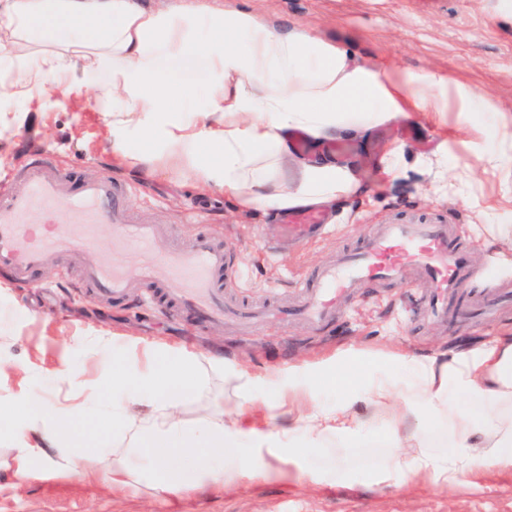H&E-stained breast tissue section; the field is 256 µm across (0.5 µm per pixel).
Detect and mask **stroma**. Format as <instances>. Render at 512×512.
Returning a JSON list of instances; mask_svg holds the SVG:
<instances>
[{
    "label": "stroma",
    "mask_w": 512,
    "mask_h": 512,
    "mask_svg": "<svg viewBox=\"0 0 512 512\" xmlns=\"http://www.w3.org/2000/svg\"><path fill=\"white\" fill-rule=\"evenodd\" d=\"M335 41L358 62L379 69L434 72L472 89L512 114V0H222ZM105 79L81 87H61L52 99H18L7 112L38 114L37 125L17 122L0 141V180L16 173L30 150L54 153L63 168L88 177L102 173L125 186L133 216L170 226L155 250L166 254L186 247L203 231L223 235L242 294L255 300L295 299L296 279L344 248L361 244L369 225L431 222L459 225L477 260H490L488 276L464 290L474 301L485 295L493 277L512 272L500 262L512 255V243L499 227L512 225V163L486 164L499 153L512 160V140L486 137L480 118L449 104L441 117L424 112L371 128L356 139L349 164L366 192L341 198L328 210L336 226L323 240L288 250L276 244L279 213L241 210L223 194L203 193L176 170L152 176L127 172L112 162L108 120L97 106ZM396 145L404 154L393 174L381 158ZM462 185L443 194L441 181ZM98 243L65 250L26 286L0 290V363L24 366L27 379L0 376V398L22 386L61 400L70 392L61 374L64 364L82 368L87 380L105 377L103 360L124 358L130 339L194 353L209 374L207 392L190 398L182 415L188 421L232 406L236 383L210 371V362L246 368L257 380L256 397L288 386L290 365L332 356L353 348L365 374H398L385 351L425 354L479 343L482 338L512 334V303L503 304L496 321L468 317L430 324L417 307V295L404 284H367L345 303L336 325L315 330L296 322H262L247 328L199 323L168 313L147 298L107 302L81 284V267L104 255L128 261L131 251L114 243L110 227L97 230ZM349 474L336 481L317 480L329 467L319 453L298 460L291 479L237 487L206 486L190 495L160 493L145 486L124 492L109 488L108 462L96 477L76 473L64 480L32 474L10 485L0 471V512H512V473L485 471L466 475L451 488L410 476L379 485L374 475L386 450L378 442L346 448Z\"/></svg>",
    "instance_id": "35a3bbf8"
}]
</instances>
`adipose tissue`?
Segmentation results:
<instances>
[{
	"mask_svg": "<svg viewBox=\"0 0 512 512\" xmlns=\"http://www.w3.org/2000/svg\"><path fill=\"white\" fill-rule=\"evenodd\" d=\"M0 46L16 53L18 79H0V102L46 98L61 85L104 77L112 97V154L153 175L170 166L244 210L286 212L362 192L356 173L333 157L298 155L288 136L312 145L360 135L411 112L473 109L471 95L426 72L381 71L353 60L335 42L299 28H276L246 9L184 0L159 9L147 0H0ZM201 62L208 105L169 63ZM351 352L288 369L287 390L255 401V380L239 369L244 402L234 418L218 413L187 423L184 402L204 387L197 358L144 347L113 361L109 379L84 395L51 402L20 392L0 407V441L14 449L16 479L72 474L111 457L113 486L150 478L160 492L190 493L222 482L287 479L284 463L364 439L384 428L388 461L380 483L410 474L451 487L487 469L512 471V336H494L451 353L392 354L402 376L363 380ZM348 394L318 402L325 385ZM294 416L272 431L274 410ZM139 445L109 453V441Z\"/></svg>",
	"mask_w": 512,
	"mask_h": 512,
	"instance_id": "1",
	"label": "adipose tissue"
}]
</instances>
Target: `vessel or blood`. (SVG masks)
<instances>
[{
    "mask_svg": "<svg viewBox=\"0 0 512 512\" xmlns=\"http://www.w3.org/2000/svg\"><path fill=\"white\" fill-rule=\"evenodd\" d=\"M13 188L0 193V271L17 284L57 256L62 244L88 245L97 227H112L113 240L150 253L166 233L162 224L135 223L129 199L111 176L61 173L53 155L35 151L13 175ZM330 227L320 214L292 215L279 227L282 239L304 243L324 237ZM232 272L224 243L206 233L185 250L135 266L104 261L84 267L82 280L97 294L116 302L145 285L180 288L171 308L211 323L299 319L316 328L335 324L336 314L353 288L364 283H405L414 273L425 320L448 322L463 288L481 274L472 249L461 241L454 224H374L362 244L339 252L304 279L303 301L294 306H246L226 296L224 280Z\"/></svg>",
    "mask_w": 512,
    "mask_h": 512,
    "instance_id": "1",
    "label": "vessel or blood"
}]
</instances>
